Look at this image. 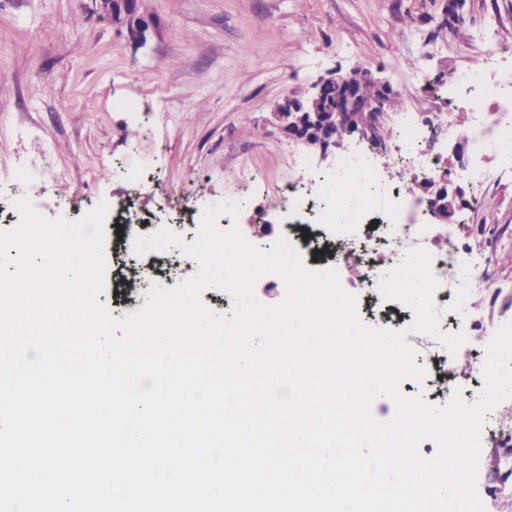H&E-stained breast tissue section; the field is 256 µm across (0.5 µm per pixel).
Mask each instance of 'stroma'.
Segmentation results:
<instances>
[{"instance_id": "35a3bbf8", "label": "stroma", "mask_w": 512, "mask_h": 512, "mask_svg": "<svg viewBox=\"0 0 512 512\" xmlns=\"http://www.w3.org/2000/svg\"><path fill=\"white\" fill-rule=\"evenodd\" d=\"M445 0H142L144 45L91 10L90 0H0V189L28 196L46 220H75L99 203L134 198L140 233L158 212L204 210L227 195L250 197L235 222L247 241L275 237L280 188L298 173L294 155L320 168L327 154L284 135L271 110L328 73L356 68L389 80L404 110L428 112L416 76L435 83L478 61L472 27L491 24L512 45V0H466L464 22L438 40L430 33ZM42 160L46 186L7 184L17 167ZM258 177L243 184L240 169ZM143 172L146 186L123 179ZM464 223L512 229V185L486 195ZM180 248L140 255L108 232L105 287L98 300L121 318L197 274ZM484 512H512V479L494 453L480 452L476 488Z\"/></svg>"}]
</instances>
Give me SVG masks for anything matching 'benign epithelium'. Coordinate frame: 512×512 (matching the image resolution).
<instances>
[{
  "label": "benign epithelium",
  "mask_w": 512,
  "mask_h": 512,
  "mask_svg": "<svg viewBox=\"0 0 512 512\" xmlns=\"http://www.w3.org/2000/svg\"><path fill=\"white\" fill-rule=\"evenodd\" d=\"M92 12L125 28L132 42L145 40L148 23L140 13L141 0H90ZM360 75L374 83L384 94L393 91L391 84L367 70L351 71L346 75L322 76L308 87L306 98L287 96L277 102L272 112L279 128L289 137L326 154L336 143L324 136L326 128L336 119H347L352 112L366 114V122L357 128L355 136L371 138L383 114L381 100L362 101L355 93L353 77ZM440 188L429 194L430 212L444 223L449 222L462 203L459 190H448V181L440 180Z\"/></svg>",
  "instance_id": "1"
}]
</instances>
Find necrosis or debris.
Masks as SVG:
<instances>
[{"label":"necrosis or debris","instance_id":"obj_1","mask_svg":"<svg viewBox=\"0 0 512 512\" xmlns=\"http://www.w3.org/2000/svg\"><path fill=\"white\" fill-rule=\"evenodd\" d=\"M488 64L462 70L459 92L448 94L442 107L430 112L432 126H447L452 114L469 110V140L472 154L463 164L434 154L424 147L418 122L404 117L397 121L398 143L384 159L365 150L343 155L330 171H313L315 189L304 192L295 182L281 188L286 211L281 229L295 249H302L300 228L311 230L341 259L334 265L340 277L354 283L371 296L379 295L382 275L399 264L406 253L422 249L432 257V271L453 268L452 280H439L433 292L440 332L482 336L492 341L498 327L488 323L477 327L472 318L477 288L492 273L485 256L493 239L473 236L461 224H424L419 219L423 200L415 199L417 182L435 177L458 179L474 185L479 192L512 180V63L503 44L495 37L479 40ZM348 191L353 201L337 203L338 189ZM420 364L453 372L458 367L484 372L487 350L450 353L435 335H427ZM512 399L501 402L486 414L480 430V445L497 449L498 468L512 471Z\"/></svg>","mask_w":512,"mask_h":512}]
</instances>
